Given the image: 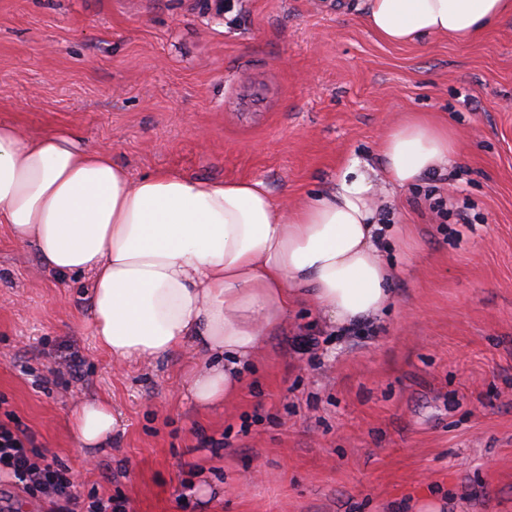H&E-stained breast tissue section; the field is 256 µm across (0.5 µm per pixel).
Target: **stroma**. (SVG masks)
<instances>
[{
  "label": "stroma",
  "mask_w": 512,
  "mask_h": 512,
  "mask_svg": "<svg viewBox=\"0 0 512 512\" xmlns=\"http://www.w3.org/2000/svg\"><path fill=\"white\" fill-rule=\"evenodd\" d=\"M356 3L0 0V122L24 135L69 130L135 179L260 180L296 202L350 160L380 169L383 136L418 112L455 130L437 185L471 218L440 223L424 177L380 189L392 305L346 335L295 309L208 410L183 384L201 349L115 364L90 277L1 227L0 420L81 495L131 512H512V18L465 45L396 46ZM91 398L119 425L85 455L69 411Z\"/></svg>",
  "instance_id": "1"
}]
</instances>
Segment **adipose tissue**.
Listing matches in <instances>:
<instances>
[{
  "mask_svg": "<svg viewBox=\"0 0 512 512\" xmlns=\"http://www.w3.org/2000/svg\"><path fill=\"white\" fill-rule=\"evenodd\" d=\"M383 41L428 36L459 44L512 17V0H359ZM457 137L408 115L381 144L386 182L404 187L440 170ZM374 180L351 161L333 189L293 204L261 181L210 182L169 170L131 179L110 155L65 130L28 138L0 123V224L57 273L93 281L91 325L113 360L159 359L194 342L209 359L188 368L190 397L208 409L232 398L242 371L289 310L310 303L344 330L392 300V266L377 246ZM84 448L117 428L109 402L70 413Z\"/></svg>",
  "mask_w": 512,
  "mask_h": 512,
  "instance_id": "adipose-tissue-1",
  "label": "adipose tissue"
}]
</instances>
